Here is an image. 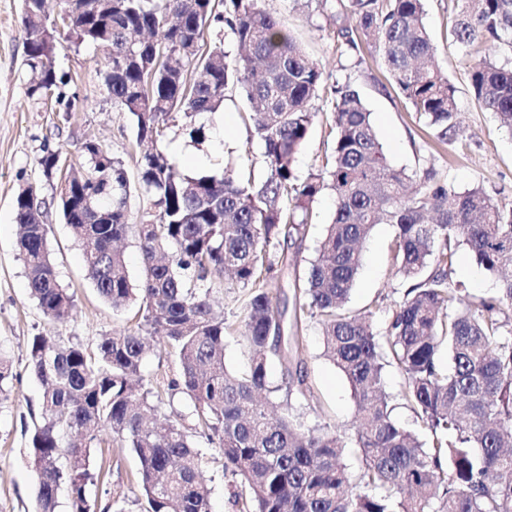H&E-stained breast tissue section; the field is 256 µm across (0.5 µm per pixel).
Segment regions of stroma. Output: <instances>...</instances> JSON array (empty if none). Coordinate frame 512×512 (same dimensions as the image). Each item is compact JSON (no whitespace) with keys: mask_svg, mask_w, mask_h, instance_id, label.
I'll return each instance as SVG.
<instances>
[{"mask_svg":"<svg viewBox=\"0 0 512 512\" xmlns=\"http://www.w3.org/2000/svg\"><path fill=\"white\" fill-rule=\"evenodd\" d=\"M260 5L278 18L309 57L321 63L329 82L351 81L372 114L392 166L410 172L431 170L438 180L458 190L479 186L496 199L512 203V130L502 127L495 113L478 108L473 101L468 69L448 35L455 0H426L434 64L455 87L458 103V139L445 147L437 145L432 130L392 88L378 55L365 53L360 65L337 57L334 42L324 29L320 0H260ZM24 55L21 0H0V353L8 357L15 375L8 400L0 403V512L35 510L37 480L29 457V438L43 387L28 367L33 336L42 334L60 344L77 340L92 348L100 336L119 335L136 325L134 309L113 310L86 278L80 243L55 205L59 181L46 178L39 165L44 155L55 151L67 154L70 162H78L81 144L92 139L123 162L129 177H136L130 121L112 104L101 82L105 57L92 45L61 48L57 71L65 76L66 83L58 91L66 97L79 96L81 101L78 111L64 112L54 100L29 96ZM314 108L318 117L294 163L302 178L318 169L332 146L326 129V119L333 110L331 96L320 95ZM248 110L243 94L233 89L223 110L203 116L205 139H191L182 122L169 123L164 147L176 144L186 154L184 160L176 162V169L184 174L220 175L225 167L243 165L253 169L256 179L265 178L262 143L244 122ZM29 186L46 203L44 222L50 227L49 248L60 281L74 295L71 317L58 323L48 321L31 298L17 248L14 201ZM313 210L314 222L296 265L272 284L280 302L288 306L294 303L296 278L314 259L324 229L332 220L330 192L316 198ZM395 232L390 224L375 226L364 245L362 267L349 302L354 310L375 308L380 327L403 295L391 260ZM302 336L301 357L307 368L308 389L293 397V412L307 426H324L351 436L353 392L344 375L322 358L317 320H307ZM143 368L157 377L162 387L161 413L183 409L182 394L170 393L166 388L168 381L179 374L166 344H158L145 356ZM192 439L205 456L203 476L211 490V512H239L235 495L244 489L241 477L225 470L221 449L209 443L202 432H194ZM94 458L105 474L103 483L92 490L97 512H113L117 506L123 512H144L136 455L108 441L95 449Z\"/></svg>","mask_w":512,"mask_h":512,"instance_id":"35a3bbf8","label":"stroma"}]
</instances>
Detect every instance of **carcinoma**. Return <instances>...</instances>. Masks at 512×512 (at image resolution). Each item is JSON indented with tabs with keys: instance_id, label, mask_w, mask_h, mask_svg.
Listing matches in <instances>:
<instances>
[{
	"instance_id": "carcinoma-1",
	"label": "carcinoma",
	"mask_w": 512,
	"mask_h": 512,
	"mask_svg": "<svg viewBox=\"0 0 512 512\" xmlns=\"http://www.w3.org/2000/svg\"><path fill=\"white\" fill-rule=\"evenodd\" d=\"M425 0H322L328 28L343 56L363 44L382 60L390 83L443 145L457 135L458 105L448 78L428 65L433 54ZM449 29L470 58L477 105L512 129V0H456ZM78 13L59 26L46 0H22L28 93L45 98L63 82L56 56L79 39L109 47L102 84L113 105L129 114L140 153L138 188L148 206L128 223L131 182L122 161L96 141L81 145L69 166L72 203L57 208L81 243L86 276L100 297L141 318L122 336H101L92 350L33 336L29 366L44 387L41 420L30 436L37 477L35 512H55L66 488L70 512H95L90 487L101 481L91 449L101 432L137 456L145 512H210L201 479L204 456L182 419L146 417L158 410L157 383L141 370L158 341L175 353L178 378L196 427L221 448L224 467L240 475L247 494L240 512H512V275L498 293L470 300L451 279L458 247L495 274L512 266V203L483 188L458 191L434 174H410L388 161L371 112L350 84L327 85L310 59L259 0H77ZM355 19V28L346 25ZM224 26L237 46L204 50L210 27ZM241 90L252 108L251 133L264 146L267 176L252 170L222 177L181 174L161 142L181 118L192 139L204 136L196 117L217 111L226 90ZM334 94L335 139L322 168L301 181L293 161L306 143L319 93ZM65 158L43 156L45 177ZM324 189L334 197L331 224L303 285L296 287L294 324L315 318L323 355L350 383L355 399L359 466L344 462L343 436L307 427L291 404L271 414L267 366L284 363L287 395H303L306 372L296 358L299 338L285 334L286 309L273 296V273L295 261L312 223V203ZM42 199L31 187L15 200L18 245L30 296L44 316L69 318L74 295L58 279L48 245ZM377 224H393L396 274L408 284L384 329L375 313L353 312L350 293L363 245ZM134 232L142 257L131 280L117 243ZM237 288L238 325L251 358L243 373L224 362L232 324L215 316L213 287ZM448 361H443L442 350ZM395 365L405 376L399 398L419 429L392 416L382 375Z\"/></svg>"
}]
</instances>
